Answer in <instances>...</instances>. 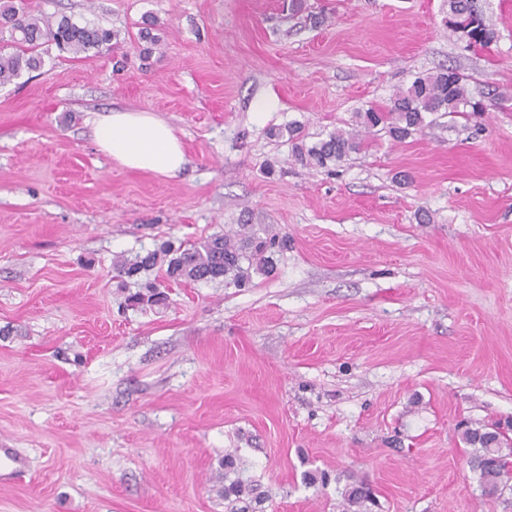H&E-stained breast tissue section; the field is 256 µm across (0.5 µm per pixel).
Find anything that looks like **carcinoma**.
Here are the masks:
<instances>
[{
  "instance_id": "cac0c4a2",
  "label": "carcinoma",
  "mask_w": 512,
  "mask_h": 512,
  "mask_svg": "<svg viewBox=\"0 0 512 512\" xmlns=\"http://www.w3.org/2000/svg\"><path fill=\"white\" fill-rule=\"evenodd\" d=\"M449 20L446 29L455 40L468 47H487L497 39L495 29L486 24L477 0H448ZM155 21L145 18L139 38L146 43L143 57L151 56L159 38L152 34ZM8 34V42L15 47L10 54L0 53V82H7L24 71L36 70L43 64L39 49L53 45L59 51L80 54L100 50L112 41H119L120 33L102 27L81 26L66 15H35L25 7L24 0H0V34ZM487 109L482 100L473 97L466 78L453 67L419 75L407 86L397 89L384 107L370 105L356 112L355 125L349 130H338L312 146L305 143L301 127L296 124L272 128L269 135L287 138L292 144V157L304 166L329 168L351 153L368 144L376 129L387 130L392 141L404 142L421 130L429 115L438 112L453 114L469 112L481 115ZM286 238L269 227L262 231L252 224L215 234L203 242L172 250L163 245L145 256L116 261L113 269L118 278H132L152 269L160 254L170 256L167 274L192 282L224 279L227 285L240 287L252 273H268L274 267L273 255ZM161 284L147 282L142 289L127 297L132 309L164 306L167 295ZM465 441L475 448L471 463L479 474L481 493L498 498L512 480V440L497 433V427L468 428ZM224 504L227 512H256L264 502L257 485L240 477L241 466L236 459L224 456ZM235 478H229V475ZM375 499L369 487L361 481L350 480L343 491V512H366Z\"/></svg>"
}]
</instances>
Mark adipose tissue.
<instances>
[{
  "label": "adipose tissue",
  "mask_w": 512,
  "mask_h": 512,
  "mask_svg": "<svg viewBox=\"0 0 512 512\" xmlns=\"http://www.w3.org/2000/svg\"><path fill=\"white\" fill-rule=\"evenodd\" d=\"M102 153L126 168L168 177L186 163L179 138L164 121L146 111H111L93 120Z\"/></svg>",
  "instance_id": "ef3b65f1"
}]
</instances>
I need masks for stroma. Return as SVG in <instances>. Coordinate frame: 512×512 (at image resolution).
Returning a JSON list of instances; mask_svg holds the SVG:
<instances>
[{"mask_svg": "<svg viewBox=\"0 0 512 512\" xmlns=\"http://www.w3.org/2000/svg\"><path fill=\"white\" fill-rule=\"evenodd\" d=\"M308 3L326 26L283 0H28L120 42L49 47L0 84V448L23 460L0 512H225L228 453L264 512H342L350 475L372 512H512L463 438L512 423V108L379 132L330 173L268 134L325 139L442 64L512 94V0H478L486 49L449 38L446 0ZM112 110L168 123L184 170L100 152ZM245 218L288 236L272 274L235 288L160 263L167 306L124 309L115 261Z\"/></svg>", "mask_w": 512, "mask_h": 512, "instance_id": "obj_1", "label": "stroma"}]
</instances>
